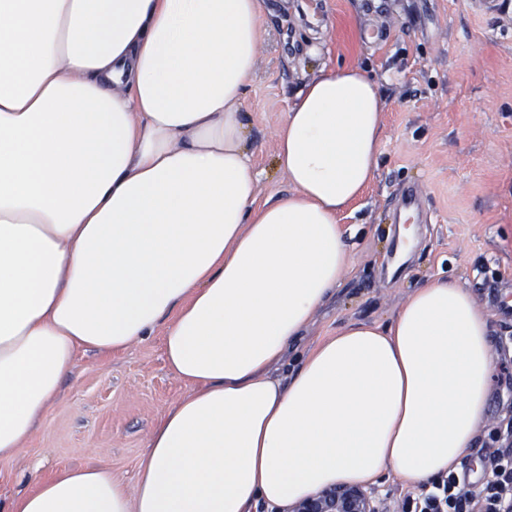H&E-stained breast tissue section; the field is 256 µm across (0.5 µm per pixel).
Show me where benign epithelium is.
Instances as JSON below:
<instances>
[{
  "mask_svg": "<svg viewBox=\"0 0 512 512\" xmlns=\"http://www.w3.org/2000/svg\"><path fill=\"white\" fill-rule=\"evenodd\" d=\"M288 512H386L374 488L336 484L288 505Z\"/></svg>",
  "mask_w": 512,
  "mask_h": 512,
  "instance_id": "7a95c632",
  "label": "benign epithelium"
}]
</instances>
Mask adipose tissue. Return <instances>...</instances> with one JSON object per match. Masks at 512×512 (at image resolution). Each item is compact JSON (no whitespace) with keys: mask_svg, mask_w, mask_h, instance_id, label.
<instances>
[{"mask_svg":"<svg viewBox=\"0 0 512 512\" xmlns=\"http://www.w3.org/2000/svg\"><path fill=\"white\" fill-rule=\"evenodd\" d=\"M258 18V0H0V456L80 352L159 329L189 388L135 490L65 469L0 512L284 510L341 483L421 487L473 444L494 353L455 281L278 377L340 282L337 214L379 163L380 97L356 68L310 83L278 136L296 192L257 206L239 107Z\"/></svg>","mask_w":512,"mask_h":512,"instance_id":"adipose-tissue-1","label":"adipose tissue"}]
</instances>
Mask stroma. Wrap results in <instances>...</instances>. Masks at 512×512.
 I'll return each instance as SVG.
<instances>
[{"instance_id": "stroma-1", "label": "stroma", "mask_w": 512, "mask_h": 512, "mask_svg": "<svg viewBox=\"0 0 512 512\" xmlns=\"http://www.w3.org/2000/svg\"><path fill=\"white\" fill-rule=\"evenodd\" d=\"M362 0H327L318 20L306 0H260L255 63L241 109L258 204L294 193L277 166L278 132L298 94L327 68H356L378 87L380 157L358 200L342 210L349 255L335 294L315 310L288 362L353 322L391 323L414 288L454 280L490 317L495 370L485 421L461 463L481 473L496 451L488 435L512 419V315L475 288L512 279V32L468 0H394L381 18L386 44L363 38ZM402 183L416 184L430 221L415 227L409 262L383 271L393 240L389 213ZM188 391L169 369L160 334L76 359L19 453L0 457V504L30 491L31 475L107 465L134 487L158 418Z\"/></svg>"}]
</instances>
